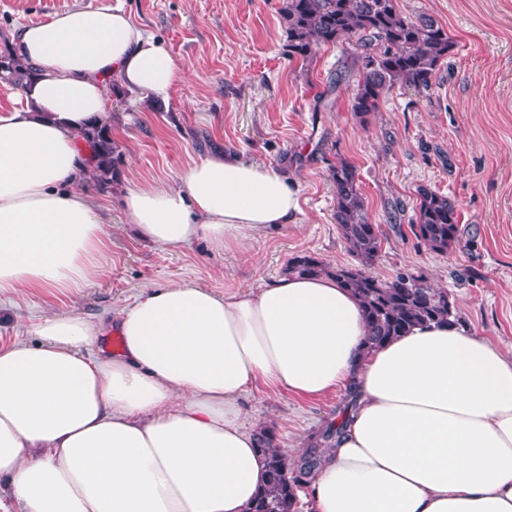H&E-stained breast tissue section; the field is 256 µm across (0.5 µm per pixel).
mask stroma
Here are the masks:
<instances>
[{
    "instance_id": "35a3bbf8",
    "label": "stroma",
    "mask_w": 512,
    "mask_h": 512,
    "mask_svg": "<svg viewBox=\"0 0 512 512\" xmlns=\"http://www.w3.org/2000/svg\"><path fill=\"white\" fill-rule=\"evenodd\" d=\"M109 0H0V40L21 22H42ZM284 0H124L137 25L161 37L187 70L168 101L129 102L108 89L107 119L123 152L120 179L102 192L80 189L105 221L100 273L70 292L0 295V343L32 340L50 314L95 319L128 306L146 288L191 281L218 294L248 291L310 255L351 265L334 219L331 166H355L372 220L384 236L371 268L383 280L423 274L454 297L462 327L512 353V0H399L403 13L431 15L454 46L432 86L387 91L377 112L351 110L359 79L351 42L290 53ZM285 167L301 190L296 225L247 231L216 250L206 240L159 246L129 227L126 188L175 186L215 146ZM447 195L460 235L445 253L410 230L420 187ZM345 391L315 399L252 388L243 401L249 430H270L286 457L334 421Z\"/></svg>"
}]
</instances>
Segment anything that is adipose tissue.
Wrapping results in <instances>:
<instances>
[{
    "label": "adipose tissue",
    "instance_id": "obj_1",
    "mask_svg": "<svg viewBox=\"0 0 512 512\" xmlns=\"http://www.w3.org/2000/svg\"><path fill=\"white\" fill-rule=\"evenodd\" d=\"M11 41L36 73L0 109V294L79 288L104 247L76 189L79 131L105 117L109 83L166 101L185 73L122 0L18 24ZM123 208L143 240L219 250L302 215L287 172L222 149L178 187L127 188ZM33 333L0 344V481L23 512H247L264 458L242 401L259 383L357 394L312 476L313 512H512V354L445 325L365 350L360 302L332 277L150 288L112 317L48 315ZM110 333L119 351L100 348Z\"/></svg>",
    "mask_w": 512,
    "mask_h": 512
}]
</instances>
